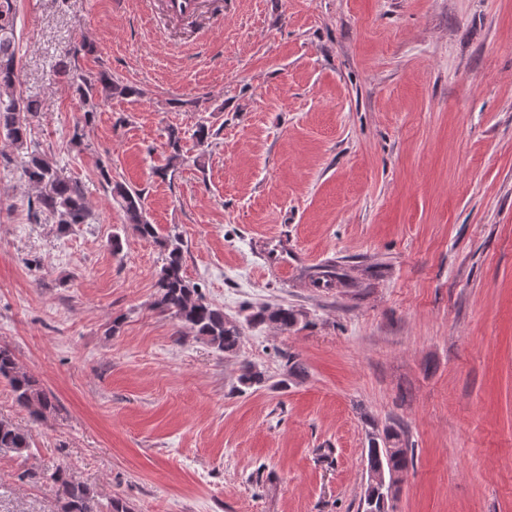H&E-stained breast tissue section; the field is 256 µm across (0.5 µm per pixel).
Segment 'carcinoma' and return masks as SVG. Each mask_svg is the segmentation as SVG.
Returning a JSON list of instances; mask_svg holds the SVG:
<instances>
[{
    "mask_svg": "<svg viewBox=\"0 0 512 512\" xmlns=\"http://www.w3.org/2000/svg\"><path fill=\"white\" fill-rule=\"evenodd\" d=\"M16 9L14 0H0V129L3 130L20 157L22 174L38 193L35 201L29 202L34 213H49L62 233L72 227L87 224L92 212L77 181L65 175L45 152L31 143L29 115L35 112V103L17 92ZM92 50L89 42H82L66 52L58 62V69L76 86L78 94L89 103L82 117L76 122L71 143L77 147L84 144L86 129L91 125L97 103L95 99L131 97L140 91L112 77L106 70L91 80L82 74L73 62L79 52ZM183 136L178 129H170L167 135L169 155L165 170L172 172L186 161L182 149ZM100 177L117 200L129 227L138 237L154 242L163 254V264L155 283L154 308L159 313L177 320L193 336L209 343L228 355L237 352L241 338L239 325L224 316V311L208 302L184 272L183 241L178 235L162 236L156 225L146 215L143 193L123 182L112 179V170L103 160L98 162ZM312 282L321 288H333L339 282L336 267L325 265L313 276ZM301 318L297 311L284 306H262L253 311L248 322L253 325H272L282 331L295 327ZM0 378L8 381L15 401L37 417L55 409L54 396L24 370L15 354L7 345H0ZM265 382V373L253 365L242 367L238 377L240 388L251 389ZM0 450L18 456L31 453V439L10 422L0 419ZM414 463V448L409 446L405 431L390 426L370 438L367 448V469L406 471ZM50 479L60 484L65 491L60 512H130L119 497L111 498L106 508H101L95 492L89 486L76 481L67 469H59ZM399 490L390 484L368 485L365 512H389V503L396 499Z\"/></svg>",
    "mask_w": 512,
    "mask_h": 512,
    "instance_id": "cac0c4a2",
    "label": "carcinoma"
}]
</instances>
